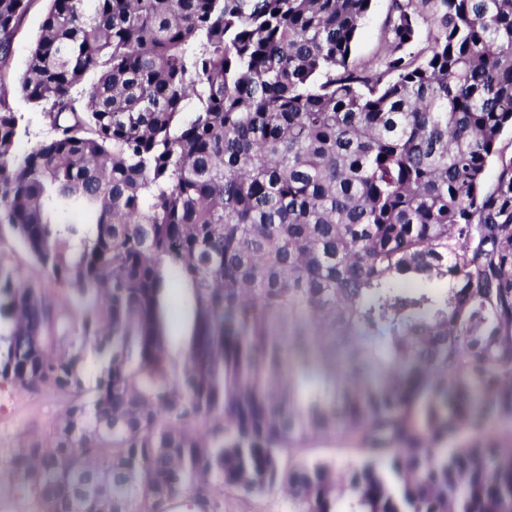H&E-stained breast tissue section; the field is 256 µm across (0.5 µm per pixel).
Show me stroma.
<instances>
[{
  "label": "stroma",
  "mask_w": 512,
  "mask_h": 512,
  "mask_svg": "<svg viewBox=\"0 0 512 512\" xmlns=\"http://www.w3.org/2000/svg\"><path fill=\"white\" fill-rule=\"evenodd\" d=\"M389 5L390 0H374L372 10L354 46L352 57L355 61L365 62L379 54L381 33L387 20ZM47 7L48 0H33L29 13L13 38L12 56L7 68L6 85L12 92V106L15 112L22 115V124L27 128L26 136L17 145L21 152L28 150L47 134L39 111L16 91ZM0 248L7 252L11 262L46 297L61 305H71V297L31 258L5 224L0 226ZM194 318L195 308L190 290L185 286L175 285L167 295L164 316L166 346L174 361H182L185 356L193 332ZM65 404L63 397L49 389L29 393L9 387L0 388V469L8 467L16 449L29 447L35 442L48 443L52 428ZM295 457L299 460L329 462L341 469L356 459L355 453L342 438L332 433L306 440L304 447L297 449ZM223 510L292 512V507L288 495L276 488L254 495L225 492Z\"/></svg>",
  "instance_id": "1"
}]
</instances>
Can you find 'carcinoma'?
I'll return each instance as SVG.
<instances>
[{"mask_svg": "<svg viewBox=\"0 0 512 512\" xmlns=\"http://www.w3.org/2000/svg\"><path fill=\"white\" fill-rule=\"evenodd\" d=\"M372 2L49 0L18 83L49 135L20 157L31 0H0V224L79 308L0 250V384L68 398L8 468L42 512L278 485L346 512L332 464L285 460L331 431L355 512H512V0H390L362 65ZM48 7L47 0H34L31 9L22 21L13 38L12 56L7 68L6 85L11 91V103L15 112L22 115V125L27 135L17 144V151L24 152L47 135L40 112L29 104L17 91L18 81L24 71L32 42L39 33L40 24ZM390 0L373 1L372 11L367 17L360 36L354 46L352 58L355 62H365L380 53V39L385 26ZM164 330L170 357L180 363L187 351L194 325L195 308L191 292L185 286L175 285L166 299ZM102 361L95 350H87L84 369L82 373V380L84 389L90 394V391L95 387L98 378L101 375Z\"/></svg>", "mask_w": 512, "mask_h": 512, "instance_id": "obj_1", "label": "carcinoma"}]
</instances>
